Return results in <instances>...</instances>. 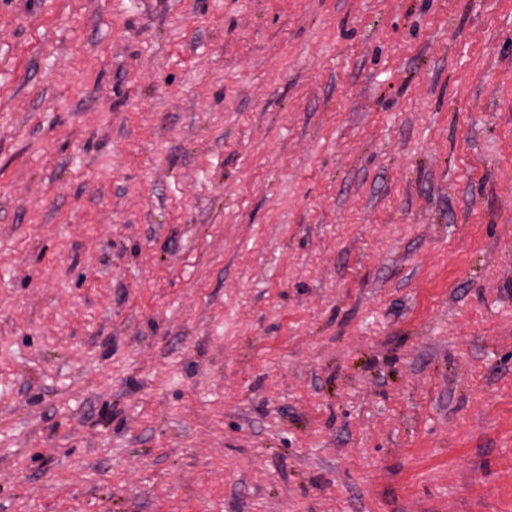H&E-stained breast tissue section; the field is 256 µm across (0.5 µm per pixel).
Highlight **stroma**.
Returning a JSON list of instances; mask_svg holds the SVG:
<instances>
[{
	"mask_svg": "<svg viewBox=\"0 0 512 512\" xmlns=\"http://www.w3.org/2000/svg\"><path fill=\"white\" fill-rule=\"evenodd\" d=\"M0 512H512V0H0Z\"/></svg>",
	"mask_w": 512,
	"mask_h": 512,
	"instance_id": "obj_1",
	"label": "stroma"
}]
</instances>
